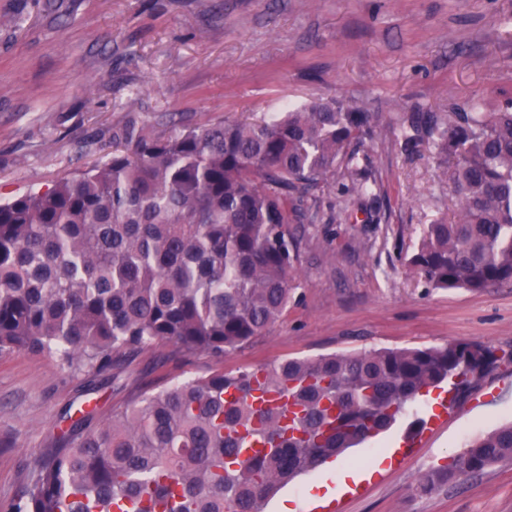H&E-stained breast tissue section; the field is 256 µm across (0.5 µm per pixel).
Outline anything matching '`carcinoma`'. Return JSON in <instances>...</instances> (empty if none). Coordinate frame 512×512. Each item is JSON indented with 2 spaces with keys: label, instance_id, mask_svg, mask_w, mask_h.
<instances>
[{
  "label": "carcinoma",
  "instance_id": "carcinoma-1",
  "mask_svg": "<svg viewBox=\"0 0 512 512\" xmlns=\"http://www.w3.org/2000/svg\"><path fill=\"white\" fill-rule=\"evenodd\" d=\"M373 115L331 99L270 119L172 127L136 119L112 156L0 202V355L52 353L101 374L156 342L218 360L288 306L312 189L372 194L353 148ZM452 162L459 219L423 229L410 265L434 289L512 282V101L400 117ZM501 360L490 345L380 349L222 369L139 393L107 417L65 411L0 512H264L279 489L389 430L426 389L452 399ZM288 404L253 406L259 378ZM512 457V424L425 474L431 491Z\"/></svg>",
  "mask_w": 512,
  "mask_h": 512
}]
</instances>
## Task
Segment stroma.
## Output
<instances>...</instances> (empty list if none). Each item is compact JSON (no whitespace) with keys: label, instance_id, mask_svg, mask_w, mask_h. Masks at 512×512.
<instances>
[{"label":"stroma","instance_id":"1","mask_svg":"<svg viewBox=\"0 0 512 512\" xmlns=\"http://www.w3.org/2000/svg\"><path fill=\"white\" fill-rule=\"evenodd\" d=\"M333 98L376 116L358 145L374 194L325 189L298 215V276L280 321L220 362L168 343L99 375L45 353L0 355V503L18 495L65 407L105 411L220 366L467 342L499 349L497 367L455 409L430 391L349 449L346 463L369 475L341 512H512V458L418 488L512 422V283L432 289L408 265L425 225L457 221L460 198L432 142L405 143L393 122L512 98V0H0V198L103 161L113 128L134 115L161 134ZM418 417L424 433L406 446Z\"/></svg>","mask_w":512,"mask_h":512}]
</instances>
